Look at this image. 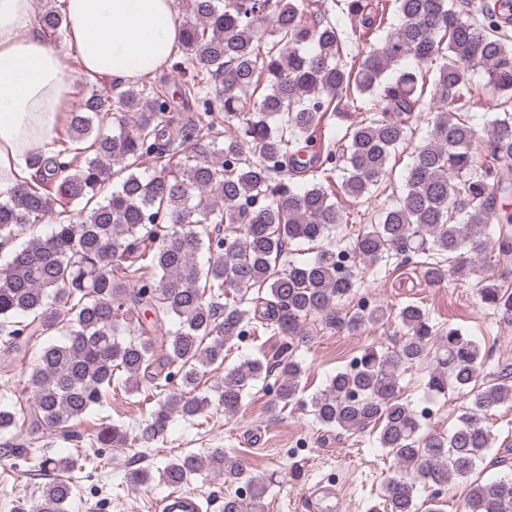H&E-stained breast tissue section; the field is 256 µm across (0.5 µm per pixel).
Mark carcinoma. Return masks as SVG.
Instances as JSON below:
<instances>
[{
    "label": "carcinoma",
    "instance_id": "1",
    "mask_svg": "<svg viewBox=\"0 0 512 512\" xmlns=\"http://www.w3.org/2000/svg\"><path fill=\"white\" fill-rule=\"evenodd\" d=\"M46 0L42 35L60 39L63 10ZM398 23L376 44L358 43L357 26L377 21L372 0H335L351 32L312 16L314 0H180L179 67L193 73L180 89L176 123L168 92L145 82L115 93L88 83L66 113L51 157H28L36 177L0 192V245L27 239L0 266V354L27 362L31 395L0 401V435L27 420L77 437L75 425L103 407L114 389H147L154 406L136 430L101 423L103 441L148 448L175 415L197 418L211 405L207 368L224 363V346L273 330L285 342L271 358L245 359L209 387L234 415L252 390H268L286 408L305 392L296 352L311 341L309 321L356 332L389 317L381 305L346 309L358 292L360 264L392 257L420 263L427 281L448 272L481 275L482 301L512 312L508 271L484 274L478 255L512 257V213L495 206L494 189H512V113L487 122L478 152L476 123L465 115L468 75L512 94V0L483 4L482 21L462 17L451 0H394ZM218 86L213 96L205 89ZM430 99H425V94ZM368 98L373 117L347 133L341 153L311 134L328 112ZM431 112L426 136L413 137L419 113ZM229 132L207 153L216 120ZM411 151L402 196L352 238L354 266L332 245L344 215L338 195L360 200L379 186L391 156ZM154 159L143 175L140 161ZM306 177L294 188L278 177ZM75 209L58 210L61 200ZM50 223L51 234L33 233ZM499 225L489 243L481 229ZM317 246L309 261H282L287 244ZM209 254L201 265L197 256ZM234 300H228V292ZM403 332L392 347L367 348L311 395L315 422L349 436L370 434L396 463L383 485L389 512H443L431 493L453 478L470 480L464 512H512V445L497 443L488 417L512 405V381H483L486 348L450 328L436 335L425 308L401 306ZM56 332L58 340L51 336ZM427 390L467 395L468 406L443 434L403 399L401 375L426 360ZM56 475L31 512H64L73 487L58 475L67 455L36 456ZM506 468L491 480L479 468ZM249 496H224V512H265L273 479L252 475L244 459L222 448L169 460L159 480L183 485L200 469Z\"/></svg>",
    "mask_w": 512,
    "mask_h": 512
}]
</instances>
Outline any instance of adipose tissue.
<instances>
[{
    "label": "adipose tissue",
    "instance_id": "adipose-tissue-1",
    "mask_svg": "<svg viewBox=\"0 0 512 512\" xmlns=\"http://www.w3.org/2000/svg\"><path fill=\"white\" fill-rule=\"evenodd\" d=\"M66 48L34 23L35 0H0V191L30 179L28 156L55 137L70 94L67 54L89 77L131 83L167 64L180 37L174 0H63Z\"/></svg>",
    "mask_w": 512,
    "mask_h": 512
}]
</instances>
